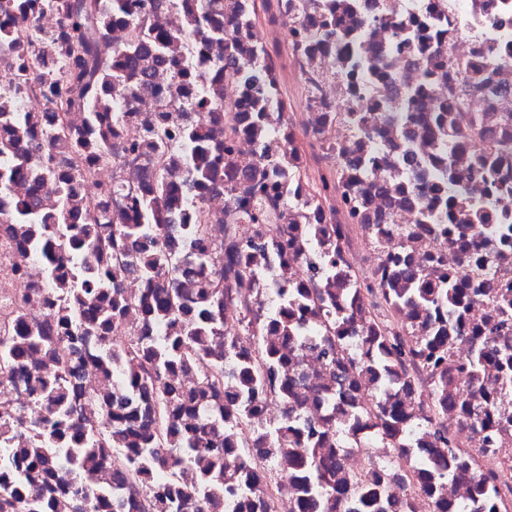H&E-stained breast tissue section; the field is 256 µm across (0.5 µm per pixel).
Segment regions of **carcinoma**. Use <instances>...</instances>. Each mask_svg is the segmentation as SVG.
<instances>
[{"label":"carcinoma","instance_id":"carcinoma-1","mask_svg":"<svg viewBox=\"0 0 512 512\" xmlns=\"http://www.w3.org/2000/svg\"><path fill=\"white\" fill-rule=\"evenodd\" d=\"M120 23L131 27V39L121 50L112 47L109 39L112 25ZM187 29L193 33L206 31L219 41L224 40V28H209L210 6L198 0L196 6L186 14ZM169 38L157 34L145 26L133 10L130 0H65L59 32L44 35L19 7L17 0H0V49H33L28 57L29 72L22 75L21 85L25 92L44 100L49 129L44 145L21 141L25 122L16 123L14 138L0 142V155L10 162L0 165V224H35L37 234L31 245L32 253L47 264L55 260L56 249L61 247L72 253V257L87 259L94 253H112L126 259L125 267L137 269L142 276H154L156 262L148 259L133 248V242L163 219L171 182L162 167V155L171 133L163 125L148 130L145 142L132 150L136 158H144L154 165V179L148 190L128 191L135 210L131 224H122L111 234L101 237L98 226L111 223L110 210L82 212L69 202L73 184L83 179L78 170H59L52 165V157L46 156L39 169L31 172L37 180H52L57 183L63 203L55 214L44 215L37 211L36 204L20 202L15 205L6 201L10 183L20 173L19 158L34 152L52 149L57 152L78 144L87 149L97 150L108 158L112 155L110 133H99L84 139L64 129L60 123L59 111H80L87 114L90 127L99 126V113H112L113 121L120 118L113 110L114 96L121 95L130 101L134 98L131 78L145 70L150 62L165 63ZM181 137L193 146L194 158L188 162V175L194 184L204 187L209 182L212 165L206 162L209 148L206 134L199 125L188 124ZM237 215L252 222L268 220L267 211L253 198L240 201ZM206 231L200 224L188 227V237L193 242L188 258L201 260L205 257ZM111 271L98 272L84 266V276L79 280L80 291L84 294H98L101 307L93 312L71 314L74 333L71 338L96 342L100 361L118 367L128 356L142 359L147 366L142 377L134 386L145 395L155 397V416L151 420L145 447L129 455L118 457V466L109 470V475L94 485H87L83 479L86 459L110 445V439L95 424L73 419L74 407L70 399L65 376L50 374L38 376L33 387V405L44 413L45 421L51 423L50 435L37 440L30 448L15 449L17 464L28 462L48 478L61 472L68 478L70 497L68 507L84 502L95 510L109 506L118 495V485L127 474H144L161 462L164 470L160 479L145 491V512H178L179 499L188 492L206 505L216 506L224 496H235L232 489H224V457L217 456L209 469L196 474L191 486L181 487L179 474L193 469L197 458L213 451L215 444L207 433L193 434L182 439L179 446L156 447L158 433L172 432L176 422L191 411L193 395L176 393L162 385L166 372L179 367L200 372L201 384L216 388L224 385V365L219 362L207 367L198 364L202 338L221 324L215 314V304L224 293L221 283L224 274L202 288L198 301L186 307L179 302L176 289H167L156 302L152 311L166 316L177 323L173 336H162L157 340L127 342L118 336L119 321L124 303L119 298H110L107 281ZM42 344L38 330L21 323L17 334L0 339V365L5 368L23 369L28 348ZM512 363V347L502 344L492 352L476 345L473 358L475 376L484 373L489 362ZM263 380L261 367L244 364L240 377L233 384V401L240 402L246 414L253 413V403ZM40 424L37 417L23 413L13 428L0 430L3 439L23 432ZM333 464L324 462L309 453L306 462L305 497L302 499L303 512H318L322 500L341 496L344 490L331 483ZM358 494L353 501V512L376 507L388 508L380 499L379 482L361 481L357 484ZM60 503L54 498L35 499L22 496L20 485L0 484V512L9 508L12 512H55Z\"/></svg>","mask_w":512,"mask_h":512}]
</instances>
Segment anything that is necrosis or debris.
I'll use <instances>...</instances> for the list:
<instances>
[{
	"label": "necrosis or debris",
	"mask_w": 512,
	"mask_h": 512,
	"mask_svg": "<svg viewBox=\"0 0 512 512\" xmlns=\"http://www.w3.org/2000/svg\"><path fill=\"white\" fill-rule=\"evenodd\" d=\"M143 20L170 36L176 60L193 58L199 46L180 23L193 0H143ZM383 9L366 15L356 0H264L261 16L250 17L237 36L238 58L225 62L224 97L212 113L183 112L171 91V68L152 72L138 85L131 109L123 111L112 135L111 159L72 150L55 154L61 170L78 165L86 184L74 188V202L88 208L108 204L114 224L125 223L128 200L103 198L101 189L139 188L142 165L129 162L148 127L160 115L179 128L203 122L219 161L207 189L185 176L187 149L180 136L168 143L165 164L180 186L176 221L155 235L176 250L183 244L178 223L200 218L209 256L203 263L160 261L154 278L115 269L106 256H93L99 270H111L110 289L127 312L121 335L152 341L170 334L171 324L147 313L156 288H177L192 303L204 279L224 274V295L215 310L224 322L201 348L203 362L220 360L225 372L261 353L280 354L264 374L255 416L246 421L225 388L203 389L197 375L175 370L165 382L197 393L195 426L215 422L234 429L235 453L224 461V484L240 495L225 500L224 512H301L299 476L304 467L295 439L315 431L317 453L337 459V479L380 477L396 512H471L474 498L487 494L485 512H512V376L488 367L476 382L469 367L474 338L488 345L512 339V220L502 221L495 185L480 171L464 173L457 190L484 216L456 222L443 217L447 190L432 166L433 116L451 109L456 139L469 163L492 156L512 174V0H379ZM353 34L345 44L325 42L329 21ZM390 53L391 73L371 80L363 68L378 51ZM265 80L264 112L242 113L255 96L251 73ZM485 87L472 83L474 73ZM422 89L413 143L401 137L397 117L410 90ZM367 112L366 127L348 123L352 106ZM288 182L272 175L274 167ZM263 178L266 197L276 199L272 221L228 222L246 184ZM435 219L418 223V206ZM410 266L439 299L411 305L399 272ZM78 279L71 257L47 265L27 245L0 229V335H14L18 321L50 332L51 348L30 353L28 367L69 376L77 418H91L111 431L112 448L87 465L88 474L107 467L113 448L141 447L139 428L150 414L146 399L128 398L110 408L112 376L96 360L92 344L67 336L62 305L84 310L98 297L70 294ZM485 284L472 292L475 281ZM462 295L450 303L448 288ZM282 292L302 293L303 303L283 307ZM293 325L292 338L277 329ZM443 337L431 349L426 337ZM330 356H323L324 345ZM403 358H394L395 347ZM447 408H440V400ZM280 430L264 443L260 428ZM435 449L436 478H418V460ZM288 465L287 476L270 468Z\"/></svg>",
	"instance_id": "4bbe7bcc"
}]
</instances>
